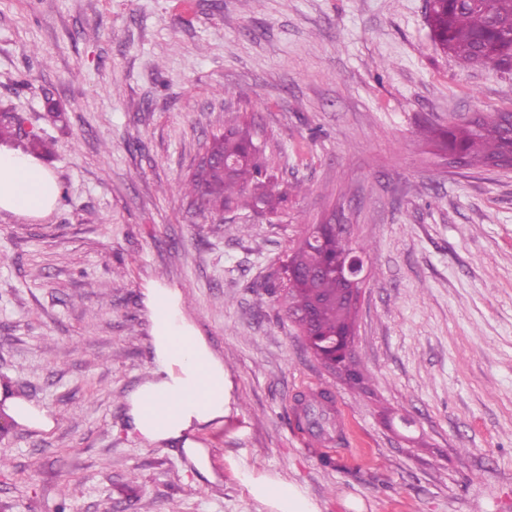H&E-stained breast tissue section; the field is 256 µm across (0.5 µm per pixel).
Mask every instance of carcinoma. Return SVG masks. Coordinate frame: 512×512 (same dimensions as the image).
<instances>
[{
	"mask_svg": "<svg viewBox=\"0 0 512 512\" xmlns=\"http://www.w3.org/2000/svg\"><path fill=\"white\" fill-rule=\"evenodd\" d=\"M427 19L435 41L461 63L512 68V0H432ZM423 131L438 138L448 152L464 155L469 166L486 169L494 159L512 161V128L499 111L480 112L474 122L454 124L446 131L426 126ZM206 153L231 164L227 170L196 167L185 188L208 211L249 208L275 213L287 202L288 192L274 182L249 129L228 127L212 137ZM371 249L370 244L353 246L343 229L316 224L288 255L280 284L285 311L308 348L354 386L364 381L348 350L357 307L342 296L336 265ZM332 402L331 393L320 392V400L297 417L298 428L322 432L332 419Z\"/></svg>",
	"mask_w": 512,
	"mask_h": 512,
	"instance_id": "obj_1",
	"label": "carcinoma"
}]
</instances>
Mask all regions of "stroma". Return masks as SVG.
I'll list each match as a JSON object with an SVG mask.
<instances>
[{
  "label": "stroma",
  "mask_w": 512,
  "mask_h": 512,
  "mask_svg": "<svg viewBox=\"0 0 512 512\" xmlns=\"http://www.w3.org/2000/svg\"><path fill=\"white\" fill-rule=\"evenodd\" d=\"M58 118H50L49 107ZM512 109V69L434 42L426 0H0L8 146L54 139L47 217L0 212V383L56 426L0 433V512H256L231 456L302 485L322 512H512V170L448 165L419 129ZM257 130L275 215L200 213L212 134ZM371 244L352 355L327 370L277 277L311 224ZM180 289L239 412L202 436L220 480L130 435L150 375L143 291ZM350 435L305 445L304 384Z\"/></svg>",
  "instance_id": "obj_1"
}]
</instances>
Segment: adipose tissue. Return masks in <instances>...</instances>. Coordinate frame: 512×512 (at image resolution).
Masks as SVG:
<instances>
[{
  "instance_id": "ef3b65f1",
  "label": "adipose tissue",
  "mask_w": 512,
  "mask_h": 512,
  "mask_svg": "<svg viewBox=\"0 0 512 512\" xmlns=\"http://www.w3.org/2000/svg\"><path fill=\"white\" fill-rule=\"evenodd\" d=\"M60 195L57 176L34 156L0 145V211L28 219L53 212ZM154 368L130 393L126 413L132 434L146 447L183 449L195 481L218 480L204 431L222 427L236 410L234 384L223 359L185 316L181 292L159 284L145 291ZM0 410L13 422L36 431L51 430L47 409L0 386ZM226 463L260 512H321L306 489L276 473Z\"/></svg>"
}]
</instances>
